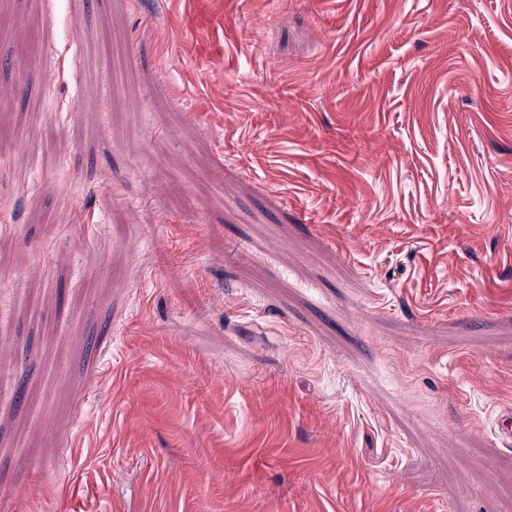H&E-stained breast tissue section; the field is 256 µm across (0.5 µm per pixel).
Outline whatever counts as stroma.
<instances>
[{"mask_svg": "<svg viewBox=\"0 0 512 512\" xmlns=\"http://www.w3.org/2000/svg\"><path fill=\"white\" fill-rule=\"evenodd\" d=\"M6 53L0 512H512V0H0Z\"/></svg>", "mask_w": 512, "mask_h": 512, "instance_id": "obj_1", "label": "stroma"}]
</instances>
